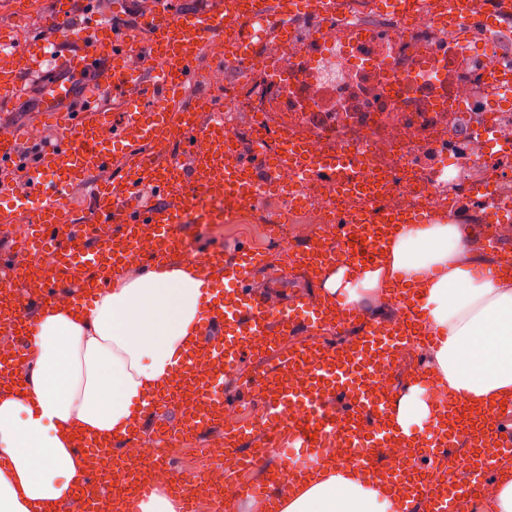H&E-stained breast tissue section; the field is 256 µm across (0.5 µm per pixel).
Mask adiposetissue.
<instances>
[{
	"instance_id": "obj_1",
	"label": "adipose tissue",
	"mask_w": 512,
	"mask_h": 512,
	"mask_svg": "<svg viewBox=\"0 0 512 512\" xmlns=\"http://www.w3.org/2000/svg\"><path fill=\"white\" fill-rule=\"evenodd\" d=\"M481 256L471 226L431 214L399 226L381 262L327 271L325 301H374L401 281L416 289L436 338L427 361L449 396L474 405L512 401V279L475 276ZM212 296L186 263L136 270L113 281L92 308L63 300L35 320L24 384L0 392V512H55L86 470L72 439L118 437L142 415L198 335ZM424 389L397 401L403 433L432 423ZM282 512H398L383 485L356 468L327 464L281 493Z\"/></svg>"
}]
</instances>
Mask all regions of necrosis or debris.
<instances>
[{
	"mask_svg": "<svg viewBox=\"0 0 512 512\" xmlns=\"http://www.w3.org/2000/svg\"><path fill=\"white\" fill-rule=\"evenodd\" d=\"M297 19L309 32H271L256 55H243L232 38L213 43L212 55L230 61L236 86L225 87L224 130L232 149L241 140L270 151L264 128L284 112L289 136L309 155L336 156L379 180V201L398 212L447 210L478 183L512 197V148L491 147L512 137V53L493 47L476 28L450 26L437 0L407 15L386 0H339L335 14L311 11ZM432 146L439 158L423 169L418 155ZM483 166V180L468 167ZM285 188L280 238L316 234L333 243L338 217L365 212V195L340 192L294 166L276 168Z\"/></svg>",
	"mask_w": 512,
	"mask_h": 512,
	"instance_id": "4bbe7bcc",
	"label": "necrosis or debris"
}]
</instances>
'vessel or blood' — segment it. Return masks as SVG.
I'll list each match as a JSON object with an SVG mask.
<instances>
[{
	"label": "vessel or blood",
	"instance_id": "1",
	"mask_svg": "<svg viewBox=\"0 0 512 512\" xmlns=\"http://www.w3.org/2000/svg\"><path fill=\"white\" fill-rule=\"evenodd\" d=\"M448 21L478 22L494 28L485 0H447ZM293 12L290 0H210L207 8L183 12L175 0H147L140 20L148 32L147 64L140 82H132L125 65L138 44L131 34L117 33L91 16L83 35L84 47L75 53L54 54L66 42L64 15L48 22L49 40L18 49L0 64V102L22 90L21 80L41 74L44 66L80 69L87 58L101 60L94 82L97 89L123 104L122 121L89 95L79 113H67L52 141L46 142L40 164L27 167L21 183H0V228L23 224L32 248L19 246L0 252V333L14 337L18 359L8 364L11 388L23 383L34 335L33 318L45 305L68 295L74 306H85L94 295L110 287L128 267L126 254L141 237L152 247L144 257L148 267L165 266L205 252L207 263L199 276L210 288H223L201 319L199 343L193 357L214 364L218 377L235 376L242 356L263 362L264 368L248 390L261 408L257 425L224 429V400L214 397L207 379L196 376L188 362L177 365L174 378L161 388L145 410H174L177 421L166 430L167 445L180 447L214 431H225V477L239 490L238 500L211 494L200 496L195 472H174L169 486L176 512H237L239 500L255 499L264 512H281L282 490L307 476L310 466L335 446L340 463L365 469L374 465L385 448L403 440L422 455L447 454L449 426H464L471 433L472 449L458 460L468 479L459 487L436 488L411 474H393L394 482L407 485L399 500L400 512H457L459 495H475L488 476L512 481V471L496 467L498 458L512 456V432L502 426L504 412L495 406L470 407L453 402L442 421L403 435L393 419L395 397L371 381L373 363L395 351L407 338L361 309L348 308L347 321L357 332L346 345L328 346L320 335L332 330L336 312L306 294L293 297L279 312H269L265 300L252 288L255 271L268 267V254L246 246L234 256L224 247H199L190 234L193 224H221L251 209L267 192L268 181L259 179L252 165L226 160L224 113L211 95L186 98L177 88L204 76L198 68L206 44L235 33L239 43H251L252 21L276 22ZM152 95L150 107L141 97ZM26 137L13 129L0 131V166L17 163ZM281 158L303 165L309 176L332 180L336 158L306 162L296 142L284 143ZM95 178V202L89 216L69 207L66 193L77 177ZM487 240L496 243L499 224L512 220V198L489 195ZM426 211L379 213L372 223L355 217L339 220V252L292 254L288 273L317 278L334 265H371L383 255L393 224L422 221ZM305 341H295L296 331ZM296 404L302 412L295 423L281 422L284 407ZM279 461L267 466L272 452ZM265 466L263 479L250 473ZM156 491L153 483L126 482L113 493L104 474L85 473L74 499L58 512H141L140 505Z\"/></svg>",
	"mask_w": 512,
	"mask_h": 512
}]
</instances>
